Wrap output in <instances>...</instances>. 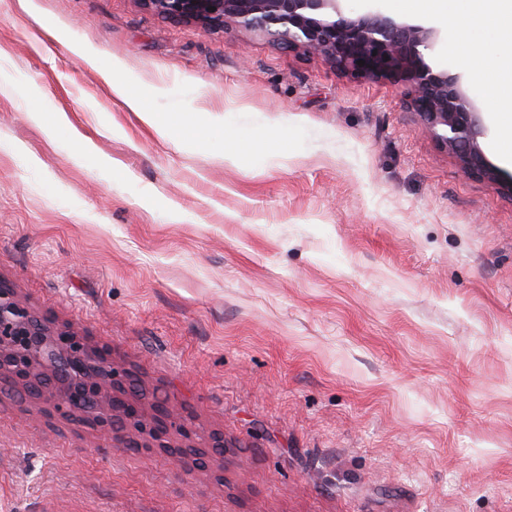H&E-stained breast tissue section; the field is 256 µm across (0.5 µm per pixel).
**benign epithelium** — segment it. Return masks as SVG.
<instances>
[{"mask_svg":"<svg viewBox=\"0 0 512 512\" xmlns=\"http://www.w3.org/2000/svg\"><path fill=\"white\" fill-rule=\"evenodd\" d=\"M175 20L208 31L231 20L284 49L326 57L336 68L364 77H391L436 142L453 153L466 176L497 179L478 143L481 119L457 75L425 61L439 31L380 13L346 15L341 0H140ZM365 64L360 66L358 61ZM34 397L77 424L112 435L119 448H164L177 458L200 457L224 470V440L197 442L183 407L152 394L124 368L71 329L52 326L0 283V391L3 386ZM183 442L174 445L172 436Z\"/></svg>","mask_w":512,"mask_h":512,"instance_id":"obj_1","label":"benign epithelium"}]
</instances>
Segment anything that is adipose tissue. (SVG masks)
I'll return each mask as SVG.
<instances>
[{
    "instance_id": "adipose-tissue-1",
    "label": "adipose tissue",
    "mask_w": 512,
    "mask_h": 512,
    "mask_svg": "<svg viewBox=\"0 0 512 512\" xmlns=\"http://www.w3.org/2000/svg\"><path fill=\"white\" fill-rule=\"evenodd\" d=\"M468 2L469 12L461 15L455 9L456 0H408L410 12L417 17L448 23L458 44L472 45L477 34L486 33L492 36L501 51L512 55V0ZM464 65L480 83L490 101L501 110L512 112V65H502L499 54H488L477 60L469 57ZM102 77L123 105L162 137L172 141H199L205 138V130L186 118L163 117L155 112L144 97L132 91L130 77L115 71L103 72Z\"/></svg>"
}]
</instances>
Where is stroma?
<instances>
[{
    "mask_svg": "<svg viewBox=\"0 0 512 512\" xmlns=\"http://www.w3.org/2000/svg\"><path fill=\"white\" fill-rule=\"evenodd\" d=\"M489 48L446 28L427 61L507 179L512 112L460 63ZM112 66L210 138H161ZM0 281L228 445L118 448L6 392L0 512H512V195L393 80L140 0H0Z\"/></svg>",
    "mask_w": 512,
    "mask_h": 512,
    "instance_id": "1",
    "label": "stroma"
}]
</instances>
